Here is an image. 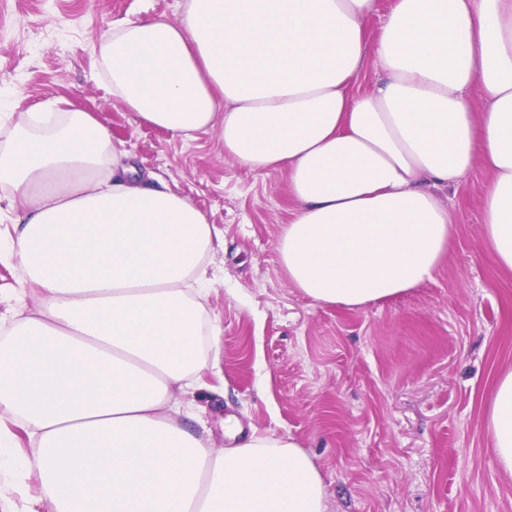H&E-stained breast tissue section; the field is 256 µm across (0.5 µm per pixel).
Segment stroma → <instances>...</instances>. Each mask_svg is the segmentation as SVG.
<instances>
[{
  "label": "stroma",
  "instance_id": "obj_1",
  "mask_svg": "<svg viewBox=\"0 0 512 512\" xmlns=\"http://www.w3.org/2000/svg\"><path fill=\"white\" fill-rule=\"evenodd\" d=\"M186 0H0V146L26 113L56 100L91 112L137 166L189 198L215 228L204 305L222 329L203 388L214 449L224 421L243 435L291 436L320 470L328 512H512V476L485 427L491 383L512 367V275L479 224L488 175L474 166L440 191L457 234L430 280L350 309L292 287L279 239L293 217L284 170L228 157L216 132L184 139L112 99L99 51L113 26L180 21ZM0 255V325L35 314L40 293ZM0 512H51L35 475L0 467Z\"/></svg>",
  "mask_w": 512,
  "mask_h": 512
}]
</instances>
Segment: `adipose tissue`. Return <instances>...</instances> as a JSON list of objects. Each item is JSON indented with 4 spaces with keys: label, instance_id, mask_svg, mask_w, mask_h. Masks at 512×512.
<instances>
[{
    "label": "adipose tissue",
    "instance_id": "1",
    "mask_svg": "<svg viewBox=\"0 0 512 512\" xmlns=\"http://www.w3.org/2000/svg\"><path fill=\"white\" fill-rule=\"evenodd\" d=\"M189 0L179 22L114 27L100 48L114 100L188 136L217 130L253 170L287 169L289 283L361 307L431 279L456 221L436 192L474 164L482 232L512 273V0ZM381 72L354 94L367 58ZM89 112H30L0 148L21 208L11 253L43 291L0 339V408L37 442L52 512H327L292 437L217 451L175 392L221 329L189 288L209 280L213 227L187 197L136 179ZM486 430L512 475V369Z\"/></svg>",
    "mask_w": 512,
    "mask_h": 512
}]
</instances>
